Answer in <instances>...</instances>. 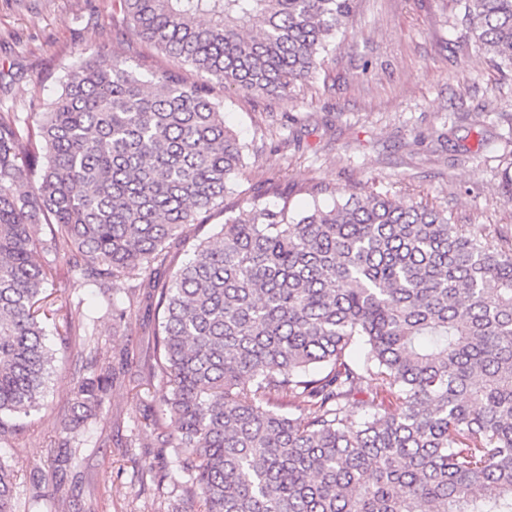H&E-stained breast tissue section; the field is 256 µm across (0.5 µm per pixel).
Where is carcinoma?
Instances as JSON below:
<instances>
[{"instance_id":"carcinoma-1","label":"carcinoma","mask_w":512,"mask_h":512,"mask_svg":"<svg viewBox=\"0 0 512 512\" xmlns=\"http://www.w3.org/2000/svg\"><path fill=\"white\" fill-rule=\"evenodd\" d=\"M114 2L202 81H144L98 54L68 69L38 140L0 112V440L41 406L47 336L76 335L40 249L104 296L137 278L162 310L146 380L162 409L140 426L186 477L184 512H512V237L491 246L432 203L374 190L294 214L262 202L280 190L268 179L161 275L243 168L214 85L290 92L323 65L352 0ZM455 2L478 50L512 72V0ZM93 336L79 345L98 350ZM94 360L75 422L102 412L128 362ZM366 390L387 410L358 420L348 405ZM0 512H17L2 465Z\"/></svg>"}]
</instances>
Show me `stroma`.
Here are the masks:
<instances>
[{
    "label": "stroma",
    "instance_id": "obj_1",
    "mask_svg": "<svg viewBox=\"0 0 512 512\" xmlns=\"http://www.w3.org/2000/svg\"><path fill=\"white\" fill-rule=\"evenodd\" d=\"M455 0H354L325 64L290 95L252 97L216 88L225 124L245 144L244 167L224 212L184 227L177 250L216 232L253 187L280 183L291 210L364 190L389 193L409 206L426 200L475 225L488 240L512 235V201L500 173L512 162V74L475 47ZM103 50L144 78L174 61L112 16V0H0V112H17L28 127L33 108L55 98L69 66ZM322 186L312 198L310 186ZM57 273L47 284L75 330L94 326L112 357L128 343L139 355L113 384L102 414L70 433L76 455L54 465L50 442L75 404L76 379L95 367L79 347L58 340L44 404L23 429L0 440V461L17 474L19 512H165L183 477L169 449L140 427L158 407L141 386L153 363V306L135 280L119 277L111 297L130 313L122 326L105 315L97 289L68 273L63 259L38 253Z\"/></svg>",
    "mask_w": 512,
    "mask_h": 512
}]
</instances>
